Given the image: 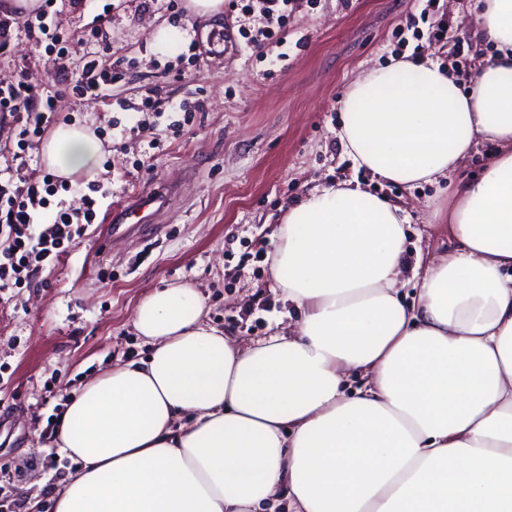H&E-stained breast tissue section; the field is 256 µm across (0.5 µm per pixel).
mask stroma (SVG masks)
<instances>
[{
	"mask_svg": "<svg viewBox=\"0 0 512 512\" xmlns=\"http://www.w3.org/2000/svg\"><path fill=\"white\" fill-rule=\"evenodd\" d=\"M187 4L53 0L59 32L103 13V37L58 64L15 24L0 54V85L26 76L54 93L55 123L93 129L102 144L93 179L109 203L176 186L159 223L109 245L87 225L64 253L33 264L27 284L0 291V512H53L55 490L78 469L51 447L54 424L85 382L147 358L133 318L152 289L195 285L207 323L242 345L287 327L270 275L273 233L313 188L352 180L405 209L407 261L449 246L433 219L450 205L447 184L398 185L356 169L337 137L340 103L357 76L399 54L468 76L490 51L476 35L481 0H294L279 43L262 48L242 36L265 25L260 8L199 18ZM163 23L187 33L169 53L154 45ZM219 29L224 52L214 56L208 36ZM90 50L99 70L124 72L94 104L71 90ZM185 108L192 121L172 128Z\"/></svg>",
	"mask_w": 512,
	"mask_h": 512,
	"instance_id": "obj_1",
	"label": "stroma"
}]
</instances>
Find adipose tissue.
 <instances>
[{
	"label": "adipose tissue",
	"instance_id": "adipose-tissue-1",
	"mask_svg": "<svg viewBox=\"0 0 512 512\" xmlns=\"http://www.w3.org/2000/svg\"><path fill=\"white\" fill-rule=\"evenodd\" d=\"M495 50L462 89L434 61L354 80L339 139L399 185L454 176L447 251L398 295L407 217L348 182L310 193L274 235L271 275L299 318L249 347L204 325L189 284L139 302L142 363L112 367L68 403L52 442L79 468L55 512H512V0H485ZM93 132L42 145L62 178L93 174ZM365 382L346 394L348 373ZM495 151V146L489 142L484 141L478 145L476 152L472 153L461 162L459 168L460 175L469 176L479 174Z\"/></svg>",
	"mask_w": 512,
	"mask_h": 512
}]
</instances>
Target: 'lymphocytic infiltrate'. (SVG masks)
Masks as SVG:
<instances>
[{
	"label": "lymphocytic infiltrate",
	"instance_id": "1",
	"mask_svg": "<svg viewBox=\"0 0 512 512\" xmlns=\"http://www.w3.org/2000/svg\"><path fill=\"white\" fill-rule=\"evenodd\" d=\"M0 112L16 119L20 126L19 150L33 147L51 122V99H38L26 80L0 87ZM68 183H55L53 176H45L42 185L14 184L13 180L0 181V238L7 244L0 248V288L21 282L28 276L34 262L40 261L65 242L73 240L82 225L94 223L96 195L100 190L96 182H89L88 196L79 208L67 206L65 200L50 203V196L68 190ZM55 207L52 222H44L43 212Z\"/></svg>",
	"mask_w": 512,
	"mask_h": 512
}]
</instances>
